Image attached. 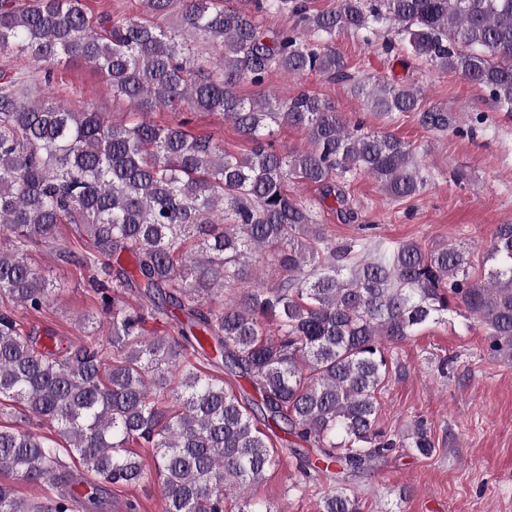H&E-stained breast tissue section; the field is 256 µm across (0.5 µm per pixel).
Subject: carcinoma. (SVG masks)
Here are the masks:
<instances>
[{"label":"carcinoma","mask_w":512,"mask_h":512,"mask_svg":"<svg viewBox=\"0 0 512 512\" xmlns=\"http://www.w3.org/2000/svg\"><path fill=\"white\" fill-rule=\"evenodd\" d=\"M257 2L296 26L268 34L224 0H143L138 19L94 17L82 0H0V53L43 73L0 69V301L35 313L53 303L28 246L57 242L68 224L84 248L64 256L92 271L107 324L103 344L90 332L74 348L45 350L0 309V400L57 425L63 440L0 427V472L57 491L28 502L0 483V512L103 507L108 486L147 479L133 445L154 451L165 512H224L229 494L239 496V512H274L249 493L276 463L256 416L317 449L314 459L292 449L295 485L334 483L396 448L434 451L420 426L406 442L378 427L387 346L454 305L484 327L490 354L512 359V224L496 225L490 266L478 278L448 244L338 243L286 184L320 186L323 205L354 221L338 177L363 172L394 199L415 196L424 179L410 145L348 127L307 91L273 104L235 91L273 72L346 79L342 58L323 42L350 30L371 44L391 28L411 55L486 88L512 112V0H336V9L316 13L308 0ZM170 15L178 28L162 24ZM184 32L221 47L220 56L204 66ZM63 59L99 72L143 118L116 124L57 101L49 88ZM357 89L378 112H414L430 131H458L452 112L423 104L414 88L369 77ZM158 107L221 112L250 153L235 157L193 137L184 120L155 125L146 115ZM272 123L306 129L310 147L274 148L266 141ZM266 249L274 282L252 285L248 271ZM227 290L232 299L211 305ZM160 315L174 317L177 336L148 335L146 323ZM198 356L246 379L259 400L226 390ZM65 455L90 479L74 477ZM319 507L362 512L336 485Z\"/></svg>","instance_id":"obj_1"}]
</instances>
